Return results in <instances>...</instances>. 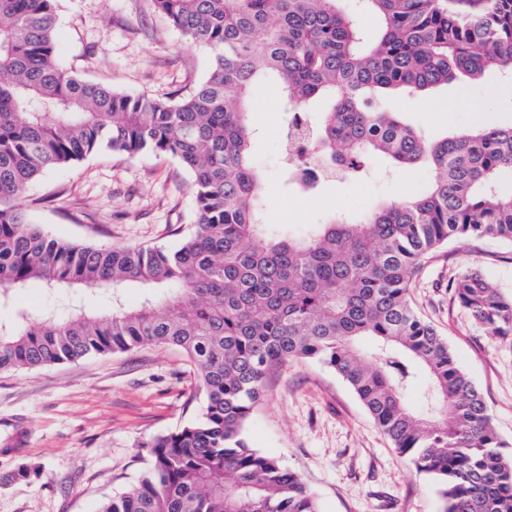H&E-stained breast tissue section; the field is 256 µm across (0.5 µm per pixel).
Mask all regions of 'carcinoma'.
<instances>
[{"mask_svg": "<svg viewBox=\"0 0 512 512\" xmlns=\"http://www.w3.org/2000/svg\"><path fill=\"white\" fill-rule=\"evenodd\" d=\"M212 53L208 75L166 100L88 82L57 56L55 0H0V302L33 283L95 286L106 312L19 310L0 321V372L181 349L194 364L197 417L144 447L149 465L98 512H319L279 460L244 430L274 369L298 359L338 374L444 512H512V453L437 330L409 302L424 260L451 241L512 243V125L426 139L386 106L461 76L512 77V0H363L372 38L339 0H154ZM287 124H305L324 177L355 179L372 157L425 162L422 194L292 234L260 224L262 179L246 102L266 78ZM324 99L315 123L305 112ZM106 147L176 159L191 176L196 222L174 247L55 238L30 221L27 188ZM288 161L305 173V143ZM140 288L131 305L125 290ZM453 297L485 332L512 335V297L465 267Z\"/></svg>", "mask_w": 512, "mask_h": 512, "instance_id": "carcinoma-1", "label": "carcinoma"}]
</instances>
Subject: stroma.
<instances>
[{
  "label": "stroma",
  "mask_w": 512,
  "mask_h": 512,
  "mask_svg": "<svg viewBox=\"0 0 512 512\" xmlns=\"http://www.w3.org/2000/svg\"><path fill=\"white\" fill-rule=\"evenodd\" d=\"M55 6L59 58L85 79L164 99L209 72L210 52L171 27L154 0H56ZM388 106L430 140L512 124V88L493 72L422 99L394 96ZM250 112L266 223L303 230L335 214L361 215L420 194L432 181L428 166L399 168L374 158L358 179L304 192L289 178L281 152L287 114L272 81L254 86ZM189 183L174 158L144 153L129 159L103 149L48 172L26 197L34 222L57 238L173 246L195 222ZM466 266L512 296V244L453 241L415 278L412 305L447 340L512 452V335L484 333L454 301L448 282ZM67 303L101 306L94 289L67 293L34 285L1 305L0 318ZM197 387L186 355L164 346L0 373V418H20L31 433L27 448L0 454V512H96L101 500L133 484L147 466L145 441L198 414ZM244 438L249 448L298 473L319 512L444 510L435 482L396 452L342 378L318 362H291L272 374Z\"/></svg>",
  "instance_id": "35a3bbf8"
}]
</instances>
